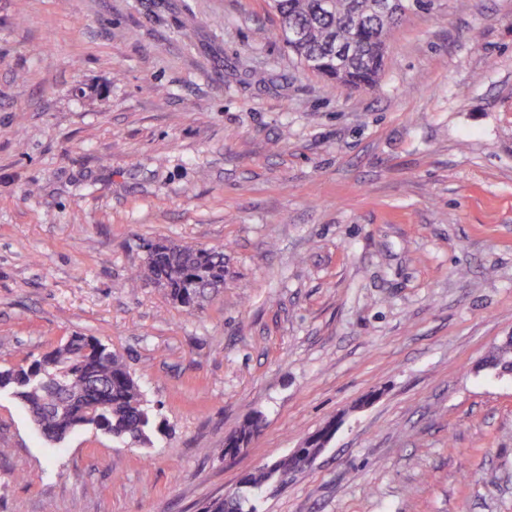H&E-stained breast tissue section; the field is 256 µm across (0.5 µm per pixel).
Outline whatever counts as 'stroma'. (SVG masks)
I'll return each mask as SVG.
<instances>
[{
    "label": "stroma",
    "mask_w": 512,
    "mask_h": 512,
    "mask_svg": "<svg viewBox=\"0 0 512 512\" xmlns=\"http://www.w3.org/2000/svg\"><path fill=\"white\" fill-rule=\"evenodd\" d=\"M267 0H0V367L80 332L161 424L46 441L0 390V512H207L334 421L258 512H512V0H410L376 86ZM224 251L186 311L147 243ZM238 455L224 441L254 414ZM512 340V336H506ZM505 341L497 346L485 359V365L499 370L501 373L509 374L512 372V341Z\"/></svg>",
    "instance_id": "obj_1"
}]
</instances>
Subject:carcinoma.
Returning a JSON list of instances; mask_svg holds the SVG:
<instances>
[{"instance_id": "cac0c4a2", "label": "carcinoma", "mask_w": 512, "mask_h": 512, "mask_svg": "<svg viewBox=\"0 0 512 512\" xmlns=\"http://www.w3.org/2000/svg\"><path fill=\"white\" fill-rule=\"evenodd\" d=\"M279 20V30L303 29L296 44L283 43L299 61L313 55L326 56L336 45L348 42L356 18L367 15L371 0H268ZM399 20L395 19L376 33L371 28L359 32V54L342 62L346 73L341 85L351 89L376 85L383 64L368 67L363 56L373 51V38H387ZM142 274L166 283L165 295L174 304L191 311L206 294L224 286V250L187 247L171 243H150ZM53 369L58 363L68 368L67 407L63 412L41 411L42 398L25 383L34 364ZM485 365L501 373L512 372V341L497 346ZM7 389L35 416L43 435L67 436L79 428L96 427L115 440L130 444H152L156 415L131 375L123 357L112 346L93 336L74 334L54 350L26 364L0 369V389ZM262 420L255 417L230 436L224 453L247 447L260 432ZM270 473L260 467L245 477L243 489L214 502L208 512H256L250 496L264 491Z\"/></svg>"}]
</instances>
